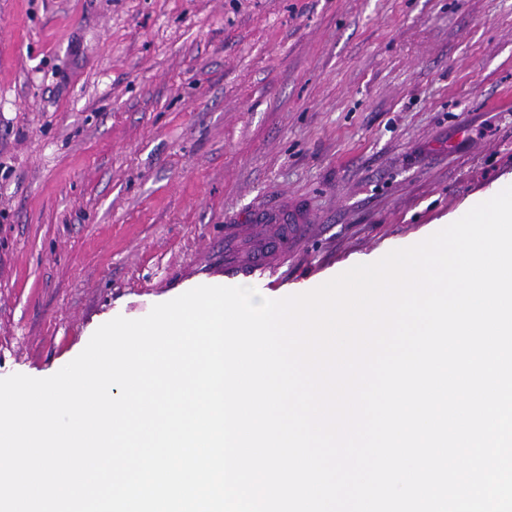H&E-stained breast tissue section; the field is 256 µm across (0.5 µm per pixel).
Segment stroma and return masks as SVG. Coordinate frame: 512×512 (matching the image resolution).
Here are the masks:
<instances>
[{
    "mask_svg": "<svg viewBox=\"0 0 512 512\" xmlns=\"http://www.w3.org/2000/svg\"><path fill=\"white\" fill-rule=\"evenodd\" d=\"M512 177V0H0V378L220 267L224 227H313L282 299Z\"/></svg>",
    "mask_w": 512,
    "mask_h": 512,
    "instance_id": "1",
    "label": "stroma"
}]
</instances>
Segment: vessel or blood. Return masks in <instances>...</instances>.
Here are the masks:
<instances>
[{"label":"vessel or blood","mask_w":512,"mask_h":512,"mask_svg":"<svg viewBox=\"0 0 512 512\" xmlns=\"http://www.w3.org/2000/svg\"><path fill=\"white\" fill-rule=\"evenodd\" d=\"M309 215L286 207L269 211L258 224L224 227V266L219 272L227 282H256L288 260L284 244L309 229Z\"/></svg>","instance_id":"obj_1"}]
</instances>
